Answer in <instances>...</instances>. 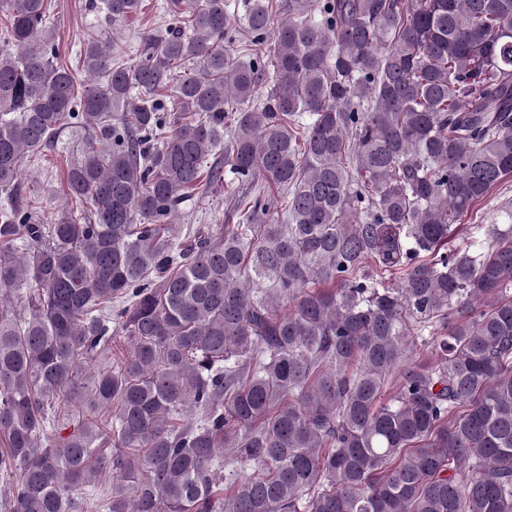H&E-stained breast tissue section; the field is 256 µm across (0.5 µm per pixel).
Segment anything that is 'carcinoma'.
I'll return each mask as SVG.
<instances>
[{"instance_id":"cac0c4a2","label":"carcinoma","mask_w":512,"mask_h":512,"mask_svg":"<svg viewBox=\"0 0 512 512\" xmlns=\"http://www.w3.org/2000/svg\"><path fill=\"white\" fill-rule=\"evenodd\" d=\"M287 2L167 0L81 89L0 0V512H512V227L448 248L512 177V0ZM227 174L242 223L175 243ZM75 145L76 137L66 130L58 145L35 159L27 158L23 164L22 178L37 199L36 217L41 224L54 222L58 211L68 202L62 185Z\"/></svg>"}]
</instances>
